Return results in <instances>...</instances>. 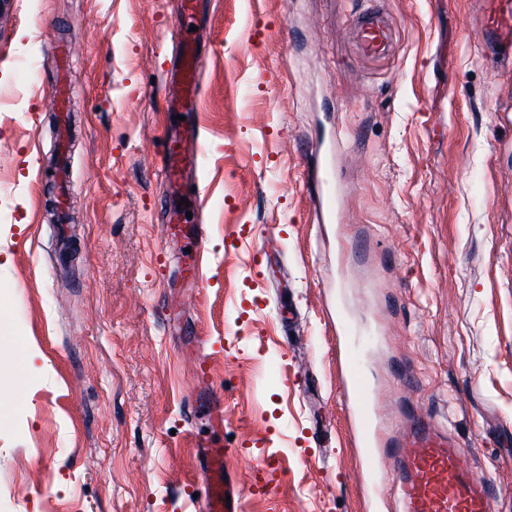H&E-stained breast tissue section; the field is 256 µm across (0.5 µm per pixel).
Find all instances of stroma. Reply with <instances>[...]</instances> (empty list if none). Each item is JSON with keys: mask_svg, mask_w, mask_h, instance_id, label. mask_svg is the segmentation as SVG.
Instances as JSON below:
<instances>
[{"mask_svg": "<svg viewBox=\"0 0 512 512\" xmlns=\"http://www.w3.org/2000/svg\"><path fill=\"white\" fill-rule=\"evenodd\" d=\"M368 5L204 0L196 307L159 222L177 0H0V512H194L193 433L242 444L245 475L278 459L247 512H366L340 293L379 326L366 364L390 434L430 415L498 486L493 512H512V69L486 56L474 0H376L395 47L364 57L347 27ZM55 41L75 53L66 138ZM335 137L329 226L307 168ZM62 148L65 252L48 165ZM178 296L206 338L195 356L166 315ZM209 392L223 429L186 411Z\"/></svg>", "mask_w": 512, "mask_h": 512, "instance_id": "35a3bbf8", "label": "stroma"}]
</instances>
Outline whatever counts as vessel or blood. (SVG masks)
I'll return each mask as SVG.
<instances>
[{
  "mask_svg": "<svg viewBox=\"0 0 512 512\" xmlns=\"http://www.w3.org/2000/svg\"><path fill=\"white\" fill-rule=\"evenodd\" d=\"M201 0H179L176 16L179 39L170 75L174 92L170 109L193 121L201 97L200 71L204 64L198 41L191 27ZM481 15L477 36L504 63L512 62V0H478ZM355 37L365 56L381 58L388 54L392 30L384 16L367 9L356 21ZM312 153L317 163L313 179L320 189L319 221L335 223L340 185L335 173V147L317 143ZM199 155L186 146L184 134L168 135L160 155L164 186L162 208L166 238L178 239L187 250L183 272L194 285L206 283L203 270L207 250L206 225L194 223L187 214L184 183L197 170ZM342 395L361 450L360 470L373 495L389 493L397 497L400 512H492L495 488L464 465L448 432L430 420L413 419L402 435L383 441L375 424L376 409L371 399L368 375L358 352H348ZM191 412L206 411L216 422L224 420V396L209 394L190 402ZM198 467L194 475L199 496L198 512H245V493L240 474L227 459L235 451L230 444L193 441Z\"/></svg>",
  "mask_w": 512,
  "mask_h": 512,
  "instance_id": "b4317fda",
  "label": "vessel or blood"
}]
</instances>
